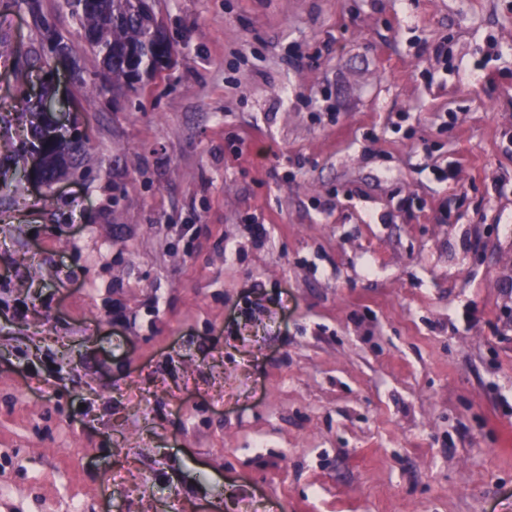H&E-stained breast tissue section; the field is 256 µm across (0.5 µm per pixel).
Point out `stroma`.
<instances>
[{"label": "stroma", "mask_w": 512, "mask_h": 512, "mask_svg": "<svg viewBox=\"0 0 512 512\" xmlns=\"http://www.w3.org/2000/svg\"><path fill=\"white\" fill-rule=\"evenodd\" d=\"M37 4L0 141L47 83L89 144L0 154V512H512V0H155L100 98ZM86 141L87 136L84 134L81 138L76 140L75 142L61 145L54 143L51 146V151L54 154H62L67 157L64 161V168H59L54 161H51L47 170L44 173L47 181H52L57 178L54 182H59L66 178L65 176H60L61 174H67L68 171L73 168L74 163H76L79 159L83 157V153L86 149ZM27 147L24 150H13L15 161H14V171L16 174L23 173V176H28V180L35 184H39L41 186H46L48 183L45 181L43 172L46 167L47 156L44 152H34L29 155V162L27 168ZM53 182V183H54Z\"/></svg>", "instance_id": "obj_1"}]
</instances>
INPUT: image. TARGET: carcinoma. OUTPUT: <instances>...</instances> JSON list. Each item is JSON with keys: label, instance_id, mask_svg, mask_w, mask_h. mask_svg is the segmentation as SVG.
Returning <instances> with one entry per match:
<instances>
[{"label": "carcinoma", "instance_id": "obj_1", "mask_svg": "<svg viewBox=\"0 0 512 512\" xmlns=\"http://www.w3.org/2000/svg\"><path fill=\"white\" fill-rule=\"evenodd\" d=\"M84 31L92 50L101 59L102 73L112 90L138 92L142 79H134L132 61L145 74L158 70L148 46V36L158 25L155 15L136 7L133 0H65ZM87 136L61 145L54 143L51 151L66 156L64 168L50 163L44 176L52 181L73 168L86 151Z\"/></svg>", "mask_w": 512, "mask_h": 512}]
</instances>
